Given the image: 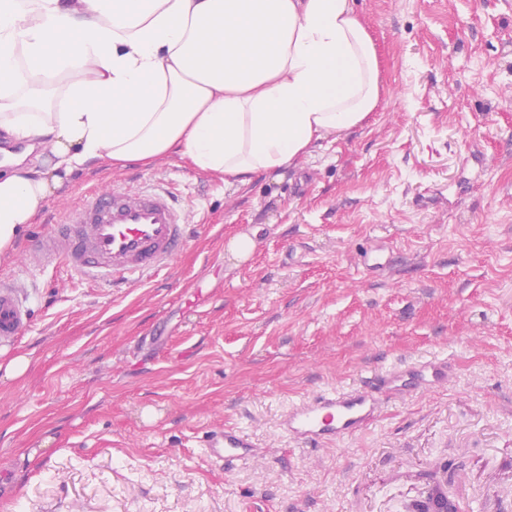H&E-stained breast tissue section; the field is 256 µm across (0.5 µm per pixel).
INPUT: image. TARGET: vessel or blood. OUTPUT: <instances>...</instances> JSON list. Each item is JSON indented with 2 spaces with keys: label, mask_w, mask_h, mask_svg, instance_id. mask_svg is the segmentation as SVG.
I'll list each match as a JSON object with an SVG mask.
<instances>
[{
  "label": "vessel or blood",
  "mask_w": 512,
  "mask_h": 512,
  "mask_svg": "<svg viewBox=\"0 0 512 512\" xmlns=\"http://www.w3.org/2000/svg\"><path fill=\"white\" fill-rule=\"evenodd\" d=\"M194 232L185 204L163 186L91 191L59 223L28 246L31 268L65 267L99 288L142 281L166 269ZM27 276L0 277V345L12 344L31 321ZM437 360L403 363L366 378L358 386L329 390L289 406L279 426L303 445L332 443L363 431L377 416L383 397L410 394L447 381ZM254 439L224 425L209 430L205 455L225 468L255 457Z\"/></svg>",
  "instance_id": "obj_1"
}]
</instances>
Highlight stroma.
<instances>
[{"label":"stroma","instance_id":"stroma-1","mask_svg":"<svg viewBox=\"0 0 512 512\" xmlns=\"http://www.w3.org/2000/svg\"><path fill=\"white\" fill-rule=\"evenodd\" d=\"M380 61L367 123L245 188L169 156L83 168L31 238L90 190L160 183L195 233L169 270L111 290L36 272L32 319L0 363V512H403L454 462L465 512H512V0H355ZM256 242L248 260L228 250ZM385 244L389 272L360 256ZM448 383L384 400L319 447L282 410L405 361ZM233 423L231 470L202 454ZM205 455L216 462H224V468L232 469L239 462L255 458L257 444L244 430L224 424L208 431L202 444Z\"/></svg>","mask_w":512,"mask_h":512}]
</instances>
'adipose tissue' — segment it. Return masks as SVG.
I'll return each mask as SVG.
<instances>
[{"label": "adipose tissue", "mask_w": 512, "mask_h": 512, "mask_svg": "<svg viewBox=\"0 0 512 512\" xmlns=\"http://www.w3.org/2000/svg\"><path fill=\"white\" fill-rule=\"evenodd\" d=\"M354 0H0V137L54 162L0 176V256L89 164L175 153L249 185L362 126L378 58Z\"/></svg>", "instance_id": "adipose-tissue-1"}]
</instances>
